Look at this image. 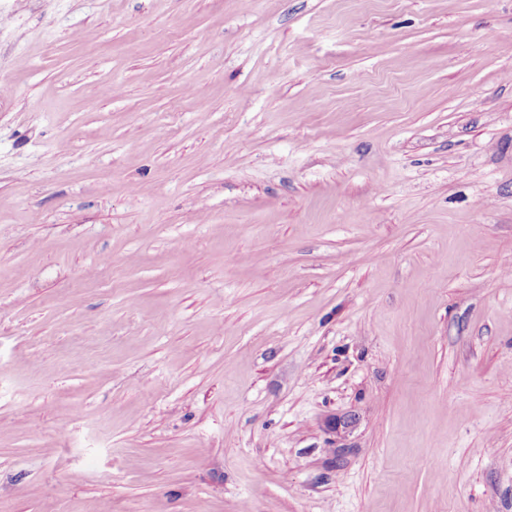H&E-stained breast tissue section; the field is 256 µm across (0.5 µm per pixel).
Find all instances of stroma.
Wrapping results in <instances>:
<instances>
[{"mask_svg":"<svg viewBox=\"0 0 512 512\" xmlns=\"http://www.w3.org/2000/svg\"><path fill=\"white\" fill-rule=\"evenodd\" d=\"M0 84V512H512V0H0Z\"/></svg>","mask_w":512,"mask_h":512,"instance_id":"1","label":"stroma"}]
</instances>
